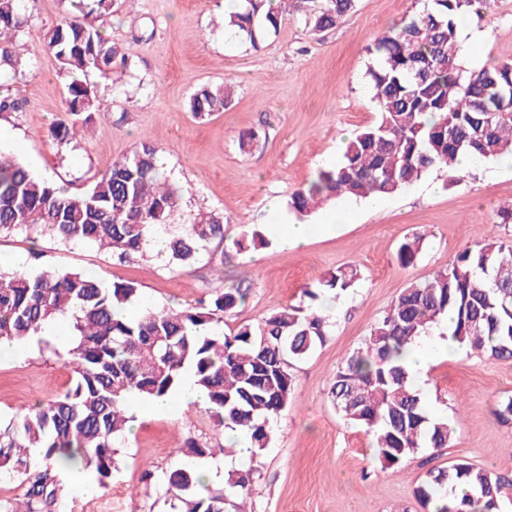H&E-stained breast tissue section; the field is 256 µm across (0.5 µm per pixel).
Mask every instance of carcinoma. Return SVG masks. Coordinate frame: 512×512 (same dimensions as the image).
<instances>
[{
	"label": "carcinoma",
	"mask_w": 512,
	"mask_h": 512,
	"mask_svg": "<svg viewBox=\"0 0 512 512\" xmlns=\"http://www.w3.org/2000/svg\"><path fill=\"white\" fill-rule=\"evenodd\" d=\"M71 10L44 34V45L67 80V119L49 129L68 146L99 111L86 81L102 80L129 57L95 25L121 0H69ZM487 0H414L416 8L368 47L366 78L380 118L346 146L336 166L323 169L295 190L289 206L304 220L342 198L392 196L434 169L459 179L458 157L480 160L512 155V63L466 70L460 59L459 19L481 15ZM299 13L313 35L335 28L356 0H245L224 19L253 48L277 31L283 5ZM28 19L22 0H0V68L17 69ZM229 83L203 86L189 98L190 112L207 120L231 102ZM23 103L0 96V121ZM180 190L169 180L159 149L142 142L112 162L87 189L38 178L9 154H0V236L33 228L59 242L96 244L126 263L144 255L157 236L165 239L168 263L188 269L207 244L224 242V217L203 214L173 224ZM267 244L252 229L232 241L242 254ZM423 245L416 233L400 243L396 257L410 266ZM360 271L339 267L305 291L311 300L338 299L357 287ZM248 289L229 288L183 311L141 307L135 317L121 311L138 301L132 282H106L88 270L33 274L0 269V342L20 343L59 316H70L69 350L75 379L60 396L42 401L0 427V478H23L22 497L0 498V512H61V484L52 468L93 472L105 483L117 469L121 438L130 428L126 401L174 395L187 373L208 398V409L224 427L245 437L248 461L232 470L224 493L203 494L193 459L219 449L188 438L183 463L166 476L168 512H226L232 498L246 499L259 475V459L271 441V421L291 400V362L309 355L328 335L319 310L288 304L256 325L227 334L224 315L242 306ZM453 314L451 339L492 360L512 359V238L465 248L448 268L407 285L376 322L363 346L347 356L334 377L330 398L336 412L372 436L376 460L397 469L422 448H446L453 429L432 417L421 393L399 363L402 350L432 334ZM512 493V477L465 461L428 472L416 490L436 512H498Z\"/></svg>",
	"instance_id": "carcinoma-1"
}]
</instances>
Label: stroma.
Listing matches in <instances>:
<instances>
[{
    "mask_svg": "<svg viewBox=\"0 0 512 512\" xmlns=\"http://www.w3.org/2000/svg\"><path fill=\"white\" fill-rule=\"evenodd\" d=\"M66 5L67 0H25L30 21L23 39L30 52L18 70L0 72V93L24 103L8 125L20 142L18 158L34 174L78 190L140 142H151L181 190L184 216L223 215L227 241L209 245L185 270L152 249L120 263L108 251L65 246L37 230L1 237L0 259L23 252L31 257V272L90 269L107 281L134 282L143 301L179 311L212 293L248 286L245 304L224 319L228 331L287 304L307 305L306 289L338 267L360 269L357 291L337 299L328 314L332 328L325 341L291 367V403L272 423L261 476L247 500L249 512H429L416 497L428 471L464 460L512 474V416L497 413L512 397V360L471 351L438 356L424 399L434 417L454 427L453 439L446 448L422 449L395 470L381 469L370 436L341 418L329 395L347 355L362 346L410 282L447 268L465 247L512 234V224L502 225L498 217L512 206V168L490 159L453 183L437 169L376 203L341 200L347 218L325 230L322 213L313 214L310 221L318 229L300 247L278 236L241 256L229 246L250 225L264 229L295 222L291 194L319 169L336 165L348 140L377 120L365 76L367 47L411 14V0H358L354 13L319 36L291 13L256 50L225 40L219 22L224 0H125L100 22L132 66L114 70L105 86L96 75L88 76L98 88L100 110L87 135L60 150L48 132L66 117V81L42 44ZM460 29L485 35L476 51L461 39L464 67L512 59V0H488L482 16L466 17ZM227 79L236 86L231 106L197 121L187 108L190 95ZM252 129L262 136L241 152L238 136ZM416 233L425 237L423 248L414 265L401 266L396 249ZM55 327L57 337L0 356L1 422L72 386L65 343L70 333L64 321ZM190 436L216 448L215 462L236 467L235 454L220 452L232 445V433L206 407L178 405L164 415L146 411L127 433L107 486L86 496L73 479H65L70 512H167L158 487L182 462L179 447ZM147 471L153 481L144 480Z\"/></svg>",
    "mask_w": 512,
    "mask_h": 512,
    "instance_id": "35a3bbf8",
    "label": "stroma"
}]
</instances>
